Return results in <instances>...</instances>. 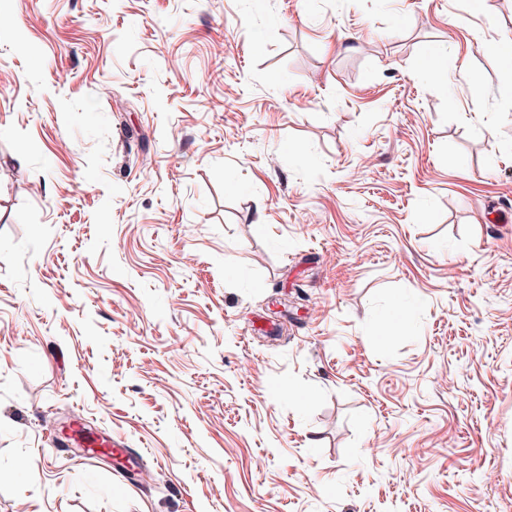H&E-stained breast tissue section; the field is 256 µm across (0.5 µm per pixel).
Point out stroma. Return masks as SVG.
Wrapping results in <instances>:
<instances>
[{
    "mask_svg": "<svg viewBox=\"0 0 512 512\" xmlns=\"http://www.w3.org/2000/svg\"><path fill=\"white\" fill-rule=\"evenodd\" d=\"M511 40L0 0V512H512ZM77 428L73 429L70 435V439L74 441L77 445H83L84 448H87V451L94 452L93 448H99V447H107L114 449V454L119 455L122 459L121 463H130L132 462L133 455L127 448H121L120 446H123L119 441H111L109 444L104 443V441H101L99 438H95L93 440H87L84 436V430L80 427L78 423H76ZM81 434V435H80Z\"/></svg>",
    "mask_w": 512,
    "mask_h": 512,
    "instance_id": "35a3bbf8",
    "label": "stroma"
}]
</instances>
